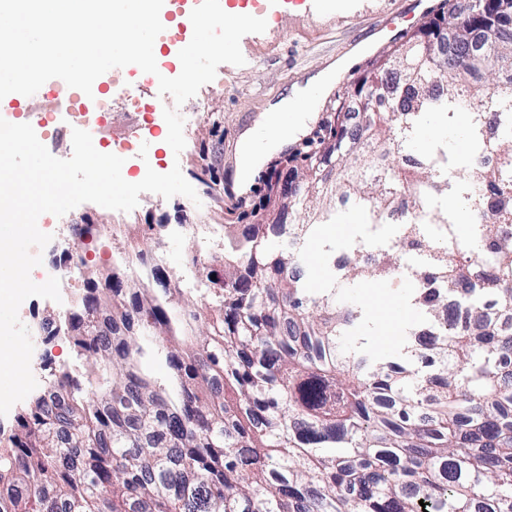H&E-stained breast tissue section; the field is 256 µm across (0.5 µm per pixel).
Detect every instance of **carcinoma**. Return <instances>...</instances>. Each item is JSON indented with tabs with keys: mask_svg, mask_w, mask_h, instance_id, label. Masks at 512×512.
Listing matches in <instances>:
<instances>
[{
	"mask_svg": "<svg viewBox=\"0 0 512 512\" xmlns=\"http://www.w3.org/2000/svg\"><path fill=\"white\" fill-rule=\"evenodd\" d=\"M364 123L348 127L353 107ZM468 115L470 150L487 112L505 133L501 163L482 169L436 144L410 176L373 146L407 150L434 115ZM296 188L269 190L266 220L201 264L199 303L179 298L169 274H112L58 317L76 358L55 377L64 400L42 393L0 427V512H512V379L500 356L512 330L437 319L439 367L402 331L399 361L366 339L363 309L336 307V286L290 277L295 257L266 244L262 227L295 214L302 235L330 220L348 195L377 213L403 191L455 188L492 263V288L467 276L472 253L448 241L428 260L470 309L488 292L512 311V0H442L417 33L374 57L358 89L336 106L322 147L293 170ZM143 290L139 316L127 296ZM440 296L416 297L419 325ZM167 376L145 373L147 353Z\"/></svg>",
	"mask_w": 512,
	"mask_h": 512,
	"instance_id": "carcinoma-1",
	"label": "carcinoma"
}]
</instances>
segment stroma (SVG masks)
I'll list each match as a JSON object with an SVG mask.
<instances>
[{
    "label": "stroma",
    "instance_id": "stroma-1",
    "mask_svg": "<svg viewBox=\"0 0 512 512\" xmlns=\"http://www.w3.org/2000/svg\"><path fill=\"white\" fill-rule=\"evenodd\" d=\"M438 0H275L267 11L264 33L245 35L240 43L245 63L220 65L217 79L224 89L202 86L179 107L185 119L186 146L174 155L164 135L149 138L148 154L179 164L194 187L199 204L186 197L164 199L146 194L129 212L109 210L86 202L78 207L97 224H141L156 219L165 224H250L254 206L265 199L271 173L280 161L305 159L312 154L333 120L332 107L348 91L358 71L371 58L411 33L427 20V10ZM335 70L333 81L311 106V119L303 132L281 151L266 155L253 174L242 201L226 199L224 185L237 179V148L248 129L261 126L270 106L290 97L295 86L305 84L320 72ZM361 216L342 210L336 223L323 225L304 241L301 251L309 287H324L330 276L326 247L348 245L359 229ZM406 291L362 282L343 287L341 300L366 310L372 320L368 331L373 347L393 354L398 331L387 315L404 303Z\"/></svg>",
    "mask_w": 512,
    "mask_h": 512
}]
</instances>
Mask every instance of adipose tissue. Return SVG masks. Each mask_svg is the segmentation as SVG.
Returning <instances> with one entry per match:
<instances>
[{"label": "adipose tissue", "mask_w": 512, "mask_h": 512, "mask_svg": "<svg viewBox=\"0 0 512 512\" xmlns=\"http://www.w3.org/2000/svg\"><path fill=\"white\" fill-rule=\"evenodd\" d=\"M311 101L309 87L303 86L296 88L291 98L276 104V111L291 113L293 119L288 127L277 131L271 136L264 148H256L251 135L247 134L242 137L239 143L238 176L240 179L250 180L266 152L286 146L290 139L303 131L307 121L305 107Z\"/></svg>", "instance_id": "adipose-tissue-1"}]
</instances>
